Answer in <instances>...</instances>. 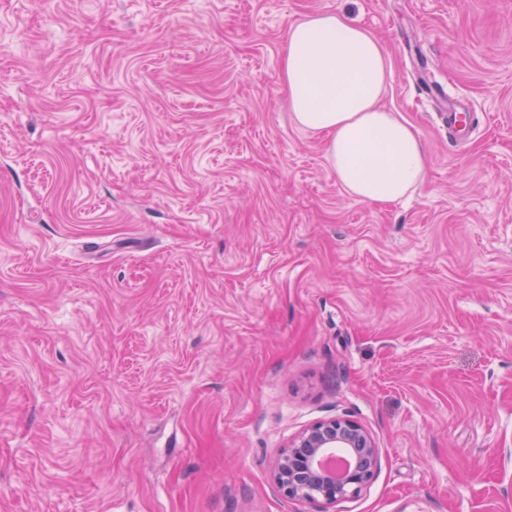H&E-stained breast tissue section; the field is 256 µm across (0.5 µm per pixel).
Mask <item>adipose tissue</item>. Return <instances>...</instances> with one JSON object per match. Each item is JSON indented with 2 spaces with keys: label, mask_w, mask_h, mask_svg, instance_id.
<instances>
[{
  "label": "adipose tissue",
  "mask_w": 512,
  "mask_h": 512,
  "mask_svg": "<svg viewBox=\"0 0 512 512\" xmlns=\"http://www.w3.org/2000/svg\"><path fill=\"white\" fill-rule=\"evenodd\" d=\"M389 77L380 44L341 14L314 15L288 31L280 78L293 121L324 136L340 188L373 204L418 190L430 165L415 130L378 105Z\"/></svg>",
  "instance_id": "adipose-tissue-1"
}]
</instances>
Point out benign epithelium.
<instances>
[{
    "label": "benign epithelium",
    "mask_w": 512,
    "mask_h": 512,
    "mask_svg": "<svg viewBox=\"0 0 512 512\" xmlns=\"http://www.w3.org/2000/svg\"><path fill=\"white\" fill-rule=\"evenodd\" d=\"M379 448L357 421L336 415L312 423L288 442L274 466L278 490L319 512L354 499L373 482Z\"/></svg>",
    "instance_id": "7a95c632"
}]
</instances>
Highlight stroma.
Here are the masks:
<instances>
[{"label":"stroma","mask_w":512,"mask_h":512,"mask_svg":"<svg viewBox=\"0 0 512 512\" xmlns=\"http://www.w3.org/2000/svg\"><path fill=\"white\" fill-rule=\"evenodd\" d=\"M317 13L384 46L406 201L291 118ZM343 414L335 512H512V0H0V512H316L273 463ZM340 452L351 454L353 463ZM378 464L372 435L347 415H336L312 423L288 442L276 460L274 481L285 497L330 512L336 503L360 496L375 479Z\"/></svg>","instance_id":"1"}]
</instances>
